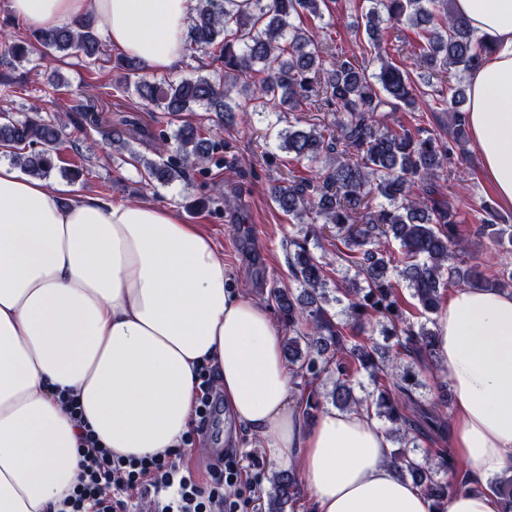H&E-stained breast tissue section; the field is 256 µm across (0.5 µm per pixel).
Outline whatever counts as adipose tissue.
Returning <instances> with one entry per match:
<instances>
[{"instance_id":"1","label":"adipose tissue","mask_w":512,"mask_h":512,"mask_svg":"<svg viewBox=\"0 0 512 512\" xmlns=\"http://www.w3.org/2000/svg\"><path fill=\"white\" fill-rule=\"evenodd\" d=\"M198 0H8L30 28L96 22L108 46L165 72ZM491 47L469 77L473 146L512 205V0H453ZM63 190L0 161V512H47L75 482L78 399L113 454L177 447L195 370L213 364L229 415L293 467L313 512H432L389 463L371 414L327 409L303 424L268 309L233 288L224 258L177 210ZM454 393L451 445L491 479L512 469V292L457 290L435 318Z\"/></svg>"}]
</instances>
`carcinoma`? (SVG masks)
<instances>
[{"instance_id": "obj_1", "label": "carcinoma", "mask_w": 512, "mask_h": 512, "mask_svg": "<svg viewBox=\"0 0 512 512\" xmlns=\"http://www.w3.org/2000/svg\"><path fill=\"white\" fill-rule=\"evenodd\" d=\"M365 14L369 48H381L382 25L404 23L416 30L420 42L410 54L429 73L451 67L479 68L489 48L474 37L467 22L448 9V0H370ZM328 0H248L242 9L235 0H199L188 31L189 46L213 50L224 64L218 83L206 76L159 82L141 75L144 67L121 56L115 67L138 77L136 94L147 109L169 117L188 112L195 104L215 114L217 124L249 120L251 112L270 109L288 115V127L276 132L278 149L293 155L303 170H288L287 180L272 187L271 199L293 223L297 235L289 262L299 291H272L281 322L288 327L285 356L292 377L303 380L307 395L300 410L314 417L329 401L342 411L365 409L389 424L388 434L399 447L390 463L433 501L435 512H447L456 493L481 488L493 495L500 512H512V475L484 484L464 470L450 452L430 464L415 457L422 437L448 435L445 417L435 400L420 408L422 420L404 413L402 398L424 387L422 367L433 355L436 333L430 315L438 313L442 292L450 287L506 290L512 287V225L498 227L500 215L485 205L480 221L491 229L501 247L500 268L489 278L458 234L459 212L445 196L440 181L448 173L454 149L469 139L468 114L459 108L466 88H448L441 102L451 111V142L422 135L395 117L415 112L418 99L409 72L387 60L378 71L368 72L356 53L338 52L316 29L294 26L300 14L323 17ZM101 41L92 23L52 31L0 34V66L13 67L35 50L51 61L76 57L86 65L100 60ZM262 74L254 79L256 74ZM251 90L250 97L238 95ZM334 113L331 127L307 122L306 113ZM0 145L28 175L46 179L57 168L67 125L83 130L85 109L75 108L66 118L52 122L37 115L13 118L1 112ZM133 162L145 171V186L167 187L190 179V173L214 162L225 148L211 130L190 123L173 135L162 136L158 159L149 160L131 150ZM330 233L340 243L336 251L355 274L342 286L329 287L332 262L316 255L309 244ZM406 287L424 321L416 324L404 309L399 288ZM342 306L341 314L361 330L375 317L383 321L382 334L394 344L368 346L358 340L348 324L335 320L328 306ZM365 373L369 391L354 382ZM362 394H354V387ZM267 512H286L301 497L294 469L273 471L266 477Z\"/></svg>"}]
</instances>
